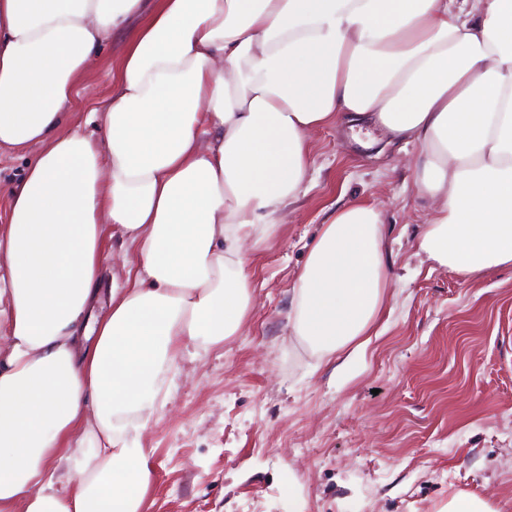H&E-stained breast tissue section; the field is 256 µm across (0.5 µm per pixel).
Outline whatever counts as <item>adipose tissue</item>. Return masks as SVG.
I'll list each match as a JSON object with an SVG mask.
<instances>
[{
    "label": "adipose tissue",
    "mask_w": 512,
    "mask_h": 512,
    "mask_svg": "<svg viewBox=\"0 0 512 512\" xmlns=\"http://www.w3.org/2000/svg\"><path fill=\"white\" fill-rule=\"evenodd\" d=\"M125 35L100 138L64 131ZM412 141L419 249L462 278L512 267V0H0V149L42 147L0 229V512H143L142 436L184 348L237 335L329 124ZM385 215L320 225L288 326L362 350L387 298ZM135 254L94 317L106 257Z\"/></svg>",
    "instance_id": "ef3b65f1"
}]
</instances>
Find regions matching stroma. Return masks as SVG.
Segmentation results:
<instances>
[{
    "instance_id": "1",
    "label": "stroma",
    "mask_w": 512,
    "mask_h": 512,
    "mask_svg": "<svg viewBox=\"0 0 512 512\" xmlns=\"http://www.w3.org/2000/svg\"><path fill=\"white\" fill-rule=\"evenodd\" d=\"M123 44L107 38L77 85L71 128L98 133ZM385 136L315 134L298 200L252 256L241 333L185 353L174 401L144 435L145 512H439L459 491L512 512V267L466 281L420 254L427 211L407 167L419 147L375 154ZM40 151L0 153V226ZM359 199L385 211L390 288L366 351L338 372L289 336L288 307L320 224Z\"/></svg>"
}]
</instances>
